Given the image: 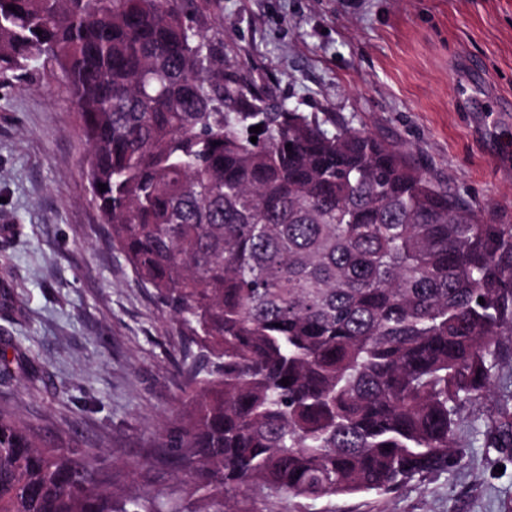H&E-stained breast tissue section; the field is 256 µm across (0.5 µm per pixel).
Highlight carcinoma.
Here are the masks:
<instances>
[{
  "label": "carcinoma",
  "mask_w": 512,
  "mask_h": 512,
  "mask_svg": "<svg viewBox=\"0 0 512 512\" xmlns=\"http://www.w3.org/2000/svg\"><path fill=\"white\" fill-rule=\"evenodd\" d=\"M188 2L0 0V74L64 77L108 242L173 314L181 391L165 497L0 410V512L395 492L462 459V412L512 340V225L369 132L270 101ZM486 435L512 447L511 406Z\"/></svg>",
  "instance_id": "obj_1"
}]
</instances>
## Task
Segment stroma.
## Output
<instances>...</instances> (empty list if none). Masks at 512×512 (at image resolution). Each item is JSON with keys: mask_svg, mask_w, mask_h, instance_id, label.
Listing matches in <instances>:
<instances>
[{"mask_svg": "<svg viewBox=\"0 0 512 512\" xmlns=\"http://www.w3.org/2000/svg\"><path fill=\"white\" fill-rule=\"evenodd\" d=\"M197 26L271 97L403 149L487 224L512 225V0H211ZM87 147L59 74H0V409L86 452L98 477L154 495L179 407L174 320L104 246ZM512 390L504 344L490 396L466 406L462 461L388 495L273 512H512V447L477 430Z\"/></svg>", "mask_w": 512, "mask_h": 512, "instance_id": "35a3bbf8", "label": "stroma"}]
</instances>
